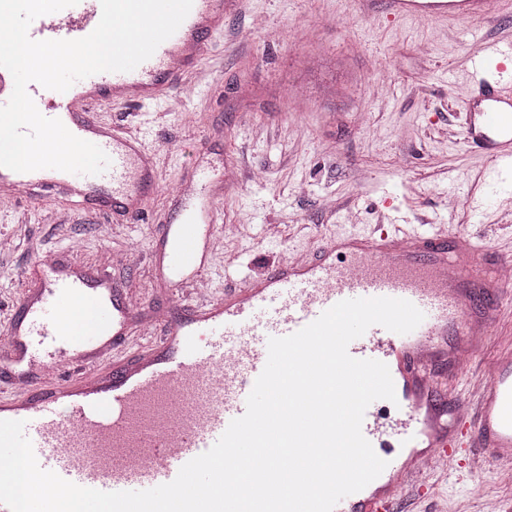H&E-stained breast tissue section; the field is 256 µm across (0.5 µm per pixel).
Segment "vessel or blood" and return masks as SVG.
I'll return each mask as SVG.
<instances>
[{"instance_id":"vessel-or-blood-1","label":"vessel or blood","mask_w":512,"mask_h":512,"mask_svg":"<svg viewBox=\"0 0 512 512\" xmlns=\"http://www.w3.org/2000/svg\"><path fill=\"white\" fill-rule=\"evenodd\" d=\"M242 0H193L177 31L129 72H101L66 92L29 83L39 112L109 157L100 174L56 169L16 172L0 167V193L40 186L81 200L85 208L138 218L159 189L157 149L145 137L107 123L105 108L163 99L198 69L213 34ZM394 17L431 20L490 16L489 0H384ZM100 0L35 19L31 39L73 40L100 21ZM512 63V40L485 42L474 70ZM466 146L499 164L512 163V87L482 79L463 102ZM221 193H210L165 225L162 237L177 303L188 316L141 315L140 301L113 282L103 266L70 269L62 254L38 257L40 288L0 329V361L9 368L0 389V420L24 422L39 466L79 486L138 491L171 482L180 468L209 450L246 410L262 372L268 340L297 332L345 299L391 297L419 308L424 319L400 335L371 326L353 340L356 359L384 362L397 403L369 405L362 433L387 466L374 490H360L334 512H396L429 492L430 456L443 465L486 453L512 466V349L491 359L490 380L468 393H449L448 377L472 358L499 320L496 303L512 280L483 262L465 232L444 224H376L325 238L314 249L242 278L217 295L207 284L206 258L223 227ZM86 304L89 324L65 323L64 312ZM79 370L78 380L39 382L36 366Z\"/></svg>"}]
</instances>
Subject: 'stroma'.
I'll use <instances>...</instances> for the list:
<instances>
[{"label":"stroma","instance_id":"35a3bbf8","mask_svg":"<svg viewBox=\"0 0 512 512\" xmlns=\"http://www.w3.org/2000/svg\"><path fill=\"white\" fill-rule=\"evenodd\" d=\"M245 29L254 32L247 42L236 37ZM511 32L512 11L497 23L433 21L372 16L359 0H245L213 36L202 74L170 101L104 114L133 127L146 118L159 149L164 189L137 221L52 191L0 202V239L12 241L0 251V327L38 255L72 245L73 262L90 266L138 244L141 265L109 273L141 296L143 311L171 306L148 254L169 218L167 188L198 177L206 159L223 161L230 178L209 267L216 291L316 245L348 212L376 224L391 206L411 219L445 218L512 274V169L495 168L461 137L470 57ZM430 482L432 495L412 512H484L490 496L512 502V471L485 456Z\"/></svg>","mask_w":512,"mask_h":512}]
</instances>
